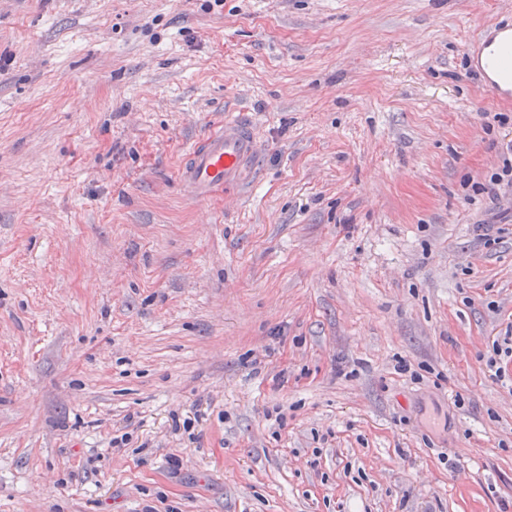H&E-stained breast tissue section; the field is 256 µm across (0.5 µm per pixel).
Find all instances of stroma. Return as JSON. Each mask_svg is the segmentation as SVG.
I'll return each mask as SVG.
<instances>
[{
  "mask_svg": "<svg viewBox=\"0 0 512 512\" xmlns=\"http://www.w3.org/2000/svg\"><path fill=\"white\" fill-rule=\"evenodd\" d=\"M490 23L512 0H0V512H512ZM232 113L258 153L199 206ZM255 154L251 126L242 117H224V125L209 132L189 153L180 180L196 202L204 203L216 189L235 183Z\"/></svg>",
  "mask_w": 512,
  "mask_h": 512,
  "instance_id": "35a3bbf8",
  "label": "stroma"
}]
</instances>
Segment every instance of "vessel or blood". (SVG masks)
Masks as SVG:
<instances>
[{
	"label": "vessel or blood",
	"mask_w": 512,
	"mask_h": 512,
	"mask_svg": "<svg viewBox=\"0 0 512 512\" xmlns=\"http://www.w3.org/2000/svg\"><path fill=\"white\" fill-rule=\"evenodd\" d=\"M471 62L493 95L512 97V25H496L471 49ZM256 154L251 126L240 117H225L189 153L180 180L199 203L220 187L235 183L244 165Z\"/></svg>",
	"instance_id": "obj_1"
}]
</instances>
